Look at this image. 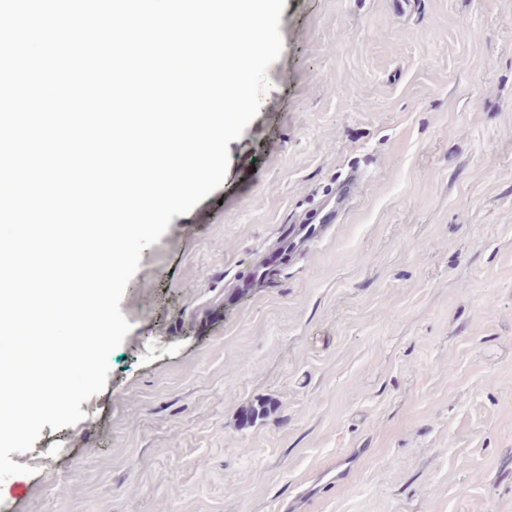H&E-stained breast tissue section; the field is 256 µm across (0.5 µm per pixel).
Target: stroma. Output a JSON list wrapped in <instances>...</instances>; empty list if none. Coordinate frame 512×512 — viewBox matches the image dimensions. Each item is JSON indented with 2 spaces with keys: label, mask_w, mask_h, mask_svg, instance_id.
Returning a JSON list of instances; mask_svg holds the SVG:
<instances>
[{
  "label": "stroma",
  "mask_w": 512,
  "mask_h": 512,
  "mask_svg": "<svg viewBox=\"0 0 512 512\" xmlns=\"http://www.w3.org/2000/svg\"><path fill=\"white\" fill-rule=\"evenodd\" d=\"M280 32L105 388L12 453L0 512H512V0H285Z\"/></svg>",
  "instance_id": "35a3bbf8"
}]
</instances>
